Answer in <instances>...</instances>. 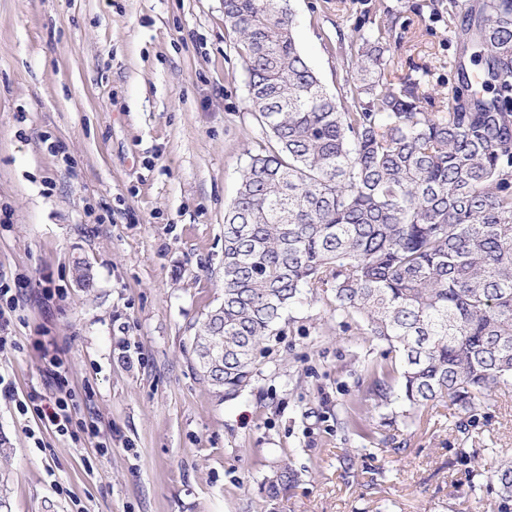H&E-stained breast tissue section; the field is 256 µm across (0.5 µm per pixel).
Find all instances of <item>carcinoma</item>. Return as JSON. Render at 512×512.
I'll return each mask as SVG.
<instances>
[{
	"mask_svg": "<svg viewBox=\"0 0 512 512\" xmlns=\"http://www.w3.org/2000/svg\"><path fill=\"white\" fill-rule=\"evenodd\" d=\"M456 33L477 75L425 107L420 80L387 77L394 23L354 29L345 100L295 40L290 0H224L268 144L249 156L224 214V299L193 339L198 372L236 398L305 299L357 315L400 356L371 372L412 409L468 408L512 381V0H480ZM476 475L512 512V457ZM264 479L269 504L296 482Z\"/></svg>",
	"mask_w": 512,
	"mask_h": 512,
	"instance_id": "obj_1",
	"label": "carcinoma"
}]
</instances>
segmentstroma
<instances>
[{"mask_svg":"<svg viewBox=\"0 0 512 512\" xmlns=\"http://www.w3.org/2000/svg\"><path fill=\"white\" fill-rule=\"evenodd\" d=\"M290 4L330 94L353 73L338 36L387 15L392 78L437 99L470 0ZM264 139L223 0H0V271L27 282L0 349L11 512H496L470 482L512 456V385L406 418L368 393L383 345L322 302L291 311L237 398L200 379L191 344L223 300L224 213ZM54 356L107 451L28 438L15 401ZM283 460L297 480L271 505L261 483Z\"/></svg>","mask_w":512,"mask_h":512,"instance_id":"1","label":"stroma"}]
</instances>
